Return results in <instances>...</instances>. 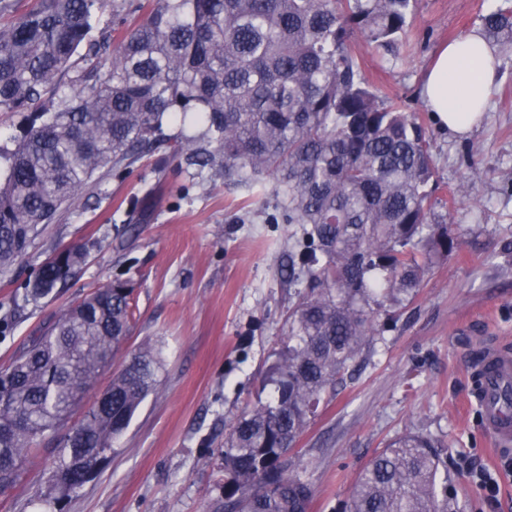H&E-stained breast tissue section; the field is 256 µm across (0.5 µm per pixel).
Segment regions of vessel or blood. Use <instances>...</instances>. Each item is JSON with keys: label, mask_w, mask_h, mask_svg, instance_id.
I'll use <instances>...</instances> for the list:
<instances>
[{"label": "vessel or blood", "mask_w": 512, "mask_h": 512, "mask_svg": "<svg viewBox=\"0 0 512 512\" xmlns=\"http://www.w3.org/2000/svg\"><path fill=\"white\" fill-rule=\"evenodd\" d=\"M474 376L472 395L482 407L488 433L497 444H511L512 416L502 411L499 395L512 385V350L501 346L484 350L474 363Z\"/></svg>", "instance_id": "b4317fda"}]
</instances>
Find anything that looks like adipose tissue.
<instances>
[{"mask_svg":"<svg viewBox=\"0 0 512 512\" xmlns=\"http://www.w3.org/2000/svg\"><path fill=\"white\" fill-rule=\"evenodd\" d=\"M495 77V50L479 31L446 45L422 90L437 125L455 136L470 133L481 119Z\"/></svg>","mask_w":512,"mask_h":512,"instance_id":"1","label":"adipose tissue"}]
</instances>
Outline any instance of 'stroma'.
<instances>
[{
    "label": "stroma",
    "mask_w": 512,
    "mask_h": 512,
    "mask_svg": "<svg viewBox=\"0 0 512 512\" xmlns=\"http://www.w3.org/2000/svg\"><path fill=\"white\" fill-rule=\"evenodd\" d=\"M501 0H416L399 55L359 43L361 66L383 95L422 117L426 72L440 47ZM483 123L464 138L431 127L440 196L472 180L448 211L457 247L439 258L418 296L364 351L335 397L325 399L293 454L315 492L310 512H343L359 473L393 439L418 433L444 445L456 512H512V445L493 446L470 368L492 342L512 349V57L498 61ZM155 189L153 213L125 226L133 199ZM272 194L224 180L197 184L159 154L130 174L103 173L74 205L40 225L26 259L0 276V304L21 295L32 267L55 250L85 245L88 262L65 293L25 307L0 335V366L43 323L114 280L132 290L130 346L162 350L158 386L114 445L109 464L63 512H210L224 500V437L247 405L267 399L261 380L284 340L293 224H273ZM56 435L0 494V512H38L48 492ZM498 482L496 497L477 471Z\"/></svg>",
    "instance_id": "obj_1"
}]
</instances>
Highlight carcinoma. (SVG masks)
I'll list each match as a JSON object with an SVG mask.
<instances>
[{"label": "carcinoma", "mask_w": 512, "mask_h": 512, "mask_svg": "<svg viewBox=\"0 0 512 512\" xmlns=\"http://www.w3.org/2000/svg\"><path fill=\"white\" fill-rule=\"evenodd\" d=\"M416 0H133L103 40L105 0H34L0 24V112L35 117L0 145V274L103 169L123 175L162 146L196 176L276 198L299 225L303 278L286 341L265 384L224 441L215 512H308L314 490L291 460L325 396L377 335L382 314L424 286L456 248L425 128L363 73L357 38L398 54ZM483 16L484 38L512 55V0ZM85 68L65 86L74 54ZM201 126L176 136L166 127ZM88 250L61 248L32 270L24 304L68 287ZM130 289L110 282L47 324L0 368V490L15 487L40 442L65 425L116 358L109 403H93L53 449L54 504L103 468L107 451L157 386L160 352L126 348ZM442 450L406 433L361 472L345 512H453Z\"/></svg>", "instance_id": "cac0c4a2"}]
</instances>
